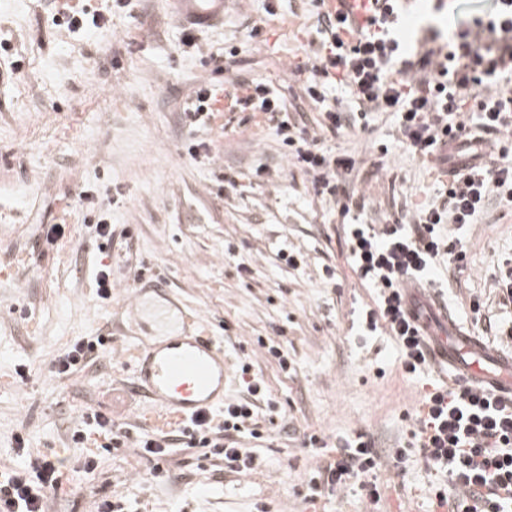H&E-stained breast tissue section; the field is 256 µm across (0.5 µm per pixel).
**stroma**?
Here are the masks:
<instances>
[{"label":"stroma","instance_id":"35a3bbf8","mask_svg":"<svg viewBox=\"0 0 512 512\" xmlns=\"http://www.w3.org/2000/svg\"><path fill=\"white\" fill-rule=\"evenodd\" d=\"M434 3L419 0L407 33L430 19L447 32L485 19V0H452L438 13ZM269 5L275 17H266ZM88 6L103 11L108 27L76 36L53 23L52 0H0V469L20 465L11 446L23 430L31 454L64 461L63 488L46 512H95L96 497L112 495L126 496L132 512H434L444 477L415 455L396 469L390 451L409 440L422 388L441 375L431 367L404 377L391 339L363 335L357 315L374 292L347 262L344 226L431 204L447 177L411 156L391 113L349 114L327 137L359 162L354 188L364 206L345 215L341 203L315 195L274 127L227 111L236 79H255L316 129L321 114L302 101L303 80L293 73L315 35L313 0H232L223 21L198 31L191 46L169 0ZM263 17L259 44L250 31ZM232 48L228 72L214 73L211 55ZM202 83L217 112L195 127L214 155L198 163L181 151V112ZM260 166L270 175L256 176ZM84 191L94 206L80 202ZM101 217L130 228L144 271L163 278L223 344L231 371L250 365L276 401L260 420L263 440L249 443L262 459L254 471L231 473L223 461L178 449L164 479L154 480L134 447L97 449V468L83 469L87 451L70 432L86 409L112 416L133 440L157 434L160 419L132 385L122 294L106 304L96 297L93 273L106 257L89 226ZM41 224L67 225V235L40 244ZM440 232L464 242L468 268L460 274L440 260L438 295L491 348L511 350L512 302L493 275L512 258V215L493 206L481 223ZM282 250L304 259L289 267ZM100 333L111 341L93 362L66 377L52 373L62 348ZM262 338L287 350L288 371L259 346ZM314 432L372 441L384 480L378 504L350 488L306 503L316 459L304 440Z\"/></svg>","mask_w":512,"mask_h":512}]
</instances>
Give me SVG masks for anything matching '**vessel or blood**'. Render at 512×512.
I'll return each mask as SVG.
<instances>
[{"instance_id":"b4317fda","label":"vessel or blood","mask_w":512,"mask_h":512,"mask_svg":"<svg viewBox=\"0 0 512 512\" xmlns=\"http://www.w3.org/2000/svg\"><path fill=\"white\" fill-rule=\"evenodd\" d=\"M228 2L171 0L176 16L198 26L223 19ZM149 291L166 308L178 309L173 292L163 287L161 280L141 275L132 283L130 315H139L143 296ZM412 300V309L429 341L431 363L512 402V352L492 349L464 331L438 297L419 290ZM133 362V386L160 409L162 427L183 424L224 404L229 381L224 349L213 337L197 330L190 316H183L177 334L140 338Z\"/></svg>"}]
</instances>
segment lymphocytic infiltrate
Masks as SVG:
<instances>
[{
	"label": "lymphocytic infiltrate",
	"mask_w": 512,
	"mask_h": 512,
	"mask_svg": "<svg viewBox=\"0 0 512 512\" xmlns=\"http://www.w3.org/2000/svg\"><path fill=\"white\" fill-rule=\"evenodd\" d=\"M317 39L308 44L296 70L306 75L309 98L321 106L319 133H309L288 116L285 101L266 83L241 79L232 97L236 107L251 110L262 121L276 125V134L295 165L308 177L316 194L336 196L342 172L354 168L353 158L336 154L322 135L346 123L343 110L326 101V84L348 87L360 114L393 112L398 136L411 154L427 160L451 150L469 157L464 169L449 168L448 189L440 201L402 215L399 222L347 227L353 272L376 288L374 304L365 311L368 330L385 328L401 351V369L418 375L429 361L428 349L415 317L408 309L401 285L418 280L440 254L452 255L456 270L465 267L462 241H450L437 228L443 224H474L491 199L512 205V159L483 155L482 145L512 134V0H494V18L475 30L459 28L455 37L440 41L427 27L421 50L407 49L399 37L400 0H383L369 7L364 22L343 12L327 10L315 0ZM107 342L106 336L82 338L61 350L54 359L55 375L67 376L88 365ZM246 395L226 403L224 419L214 422L202 414L183 424L177 436L144 437L139 446L151 457L152 477L165 473L164 464L175 445L207 449L233 473L254 469L255 451L245 448V437L261 438L259 405L275 410L262 381L241 366ZM72 433L74 443L89 436L102 437L109 451L127 445L128 431L98 411L81 415ZM306 447L318 460L307 482L308 501L357 485L370 501L380 498V455L363 436L340 438L311 434ZM12 448L21 465L0 472V512H44L45 500L62 486L63 460L29 452L26 433H17ZM418 455L427 465L446 473L462 489L455 501L438 495V504L451 512H512V405L461 382L426 392L419 404L417 428L410 442L393 449L397 463Z\"/></svg>",
	"instance_id": "lymphocytic-infiltrate-1"
}]
</instances>
